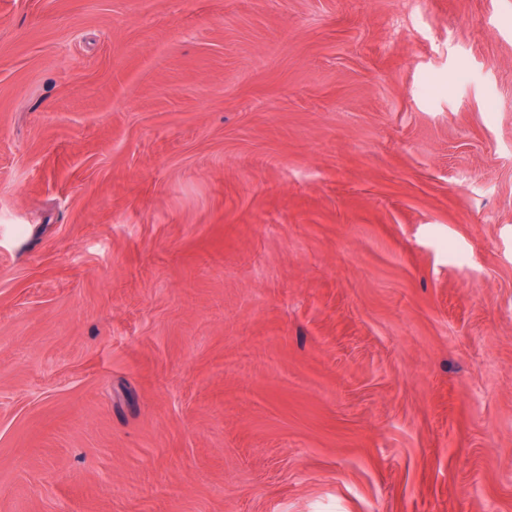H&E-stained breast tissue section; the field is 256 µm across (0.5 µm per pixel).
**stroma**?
I'll list each match as a JSON object with an SVG mask.
<instances>
[{
  "instance_id": "35a3bbf8",
  "label": "stroma",
  "mask_w": 512,
  "mask_h": 512,
  "mask_svg": "<svg viewBox=\"0 0 512 512\" xmlns=\"http://www.w3.org/2000/svg\"><path fill=\"white\" fill-rule=\"evenodd\" d=\"M0 512H512V0H0Z\"/></svg>"
}]
</instances>
